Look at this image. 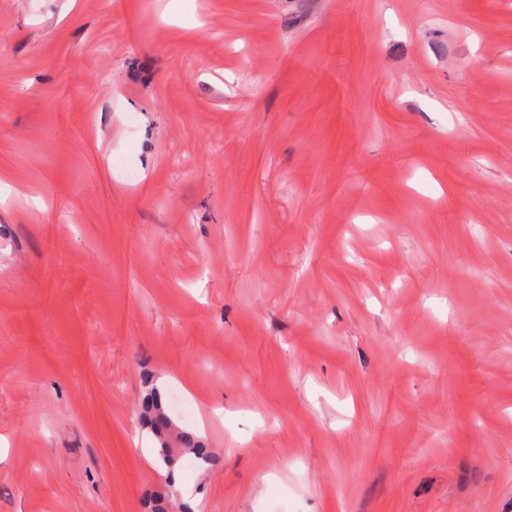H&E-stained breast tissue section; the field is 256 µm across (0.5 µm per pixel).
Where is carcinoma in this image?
Instances as JSON below:
<instances>
[{
    "label": "carcinoma",
    "instance_id": "carcinoma-1",
    "mask_svg": "<svg viewBox=\"0 0 512 512\" xmlns=\"http://www.w3.org/2000/svg\"><path fill=\"white\" fill-rule=\"evenodd\" d=\"M143 418L147 427L157 439L160 448L174 452L180 458L183 452H190L207 465L217 463V457L208 445L191 430H179L165 412L162 396L156 389H150L143 400Z\"/></svg>",
    "mask_w": 512,
    "mask_h": 512
}]
</instances>
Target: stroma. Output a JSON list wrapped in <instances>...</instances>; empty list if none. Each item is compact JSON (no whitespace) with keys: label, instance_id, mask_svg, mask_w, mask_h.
Segmentation results:
<instances>
[{"label":"stroma","instance_id":"stroma-1","mask_svg":"<svg viewBox=\"0 0 512 512\" xmlns=\"http://www.w3.org/2000/svg\"><path fill=\"white\" fill-rule=\"evenodd\" d=\"M511 174L512 0H0V512H512ZM143 418L147 427L157 439L160 448L159 456L162 462L169 467L163 457V448L170 456V450L174 452L171 458L177 459L169 468H174L178 463L182 452H190L207 465L217 463V457L212 453L208 445L191 430H178L170 416L165 412L162 396L156 389L151 388L143 400ZM168 440L169 444H165Z\"/></svg>","mask_w":512,"mask_h":512}]
</instances>
